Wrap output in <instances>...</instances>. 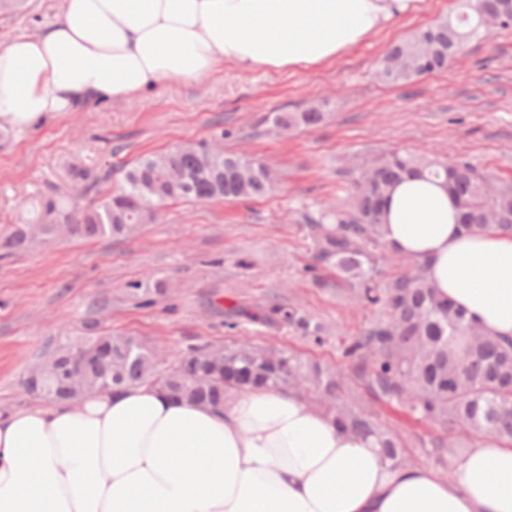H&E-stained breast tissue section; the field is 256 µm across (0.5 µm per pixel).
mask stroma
I'll return each instance as SVG.
<instances>
[{"label":"stroma","instance_id":"35a3bbf8","mask_svg":"<svg viewBox=\"0 0 512 512\" xmlns=\"http://www.w3.org/2000/svg\"><path fill=\"white\" fill-rule=\"evenodd\" d=\"M59 0H25L0 11V44L51 25ZM455 0H422L413 14L308 68L242 71L225 66L198 83L167 82L126 102L95 103L17 128L0 120V234L36 197H68L73 170L92 171L101 199L139 159L183 143L225 150L277 170L264 199L171 204L130 238L34 243L0 257V410L35 404L26 370L57 346L89 334H125L175 352L242 340L342 364L339 339L356 335L365 313L342 294L317 287L304 268L311 239L305 215L347 208L349 169L391 150L447 154L512 182V28L469 42L446 71L387 84L378 63L394 43L452 14ZM324 104L325 122L283 134L271 112ZM159 280L172 291L154 292ZM274 303L324 323L322 344L288 328L240 320Z\"/></svg>","mask_w":512,"mask_h":512}]
</instances>
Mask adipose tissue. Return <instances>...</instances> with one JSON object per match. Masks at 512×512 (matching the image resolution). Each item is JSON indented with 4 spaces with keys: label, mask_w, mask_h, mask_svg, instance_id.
I'll list each match as a JSON object with an SVG mask.
<instances>
[{
    "label": "adipose tissue",
    "mask_w": 512,
    "mask_h": 512,
    "mask_svg": "<svg viewBox=\"0 0 512 512\" xmlns=\"http://www.w3.org/2000/svg\"><path fill=\"white\" fill-rule=\"evenodd\" d=\"M418 0H61L56 21L0 46V115L28 127L219 67H308L415 12ZM428 264L440 299L512 339V235L469 234L442 181L403 178L380 228ZM0 512H512V448L478 440L450 476L390 468L374 437L296 390L223 410L157 389L0 412Z\"/></svg>",
    "instance_id": "1"
}]
</instances>
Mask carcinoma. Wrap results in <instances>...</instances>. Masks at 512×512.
I'll list each match as a JSON object with an SVG mask.
<instances>
[{"mask_svg": "<svg viewBox=\"0 0 512 512\" xmlns=\"http://www.w3.org/2000/svg\"><path fill=\"white\" fill-rule=\"evenodd\" d=\"M455 16L438 20L411 39L393 45L381 61L379 76L391 83L407 82L425 74L442 72L463 43L488 36L480 26L483 13H499L512 20V0H456ZM325 119L319 106L301 112H279L276 128L288 131L316 127ZM211 160L205 143L178 146L164 154L148 156L125 173L124 186L100 200L84 204L48 195L34 216L14 224L0 237L3 255H11L31 242L49 240L57 224L70 220L74 236H126L155 216L154 206L184 200L205 202L217 198L262 197L277 186V176L263 162L235 153H224V167L239 165L251 173L236 182L224 177L216 190L201 172ZM186 172L180 186L171 184L170 167ZM372 184L352 181L351 209L328 210L307 225L313 248L305 272L321 281L319 272H336L350 297L369 313L361 332L342 341L348 361L343 373L318 363L305 364L296 355L278 352L279 360L267 359L269 349L244 341L224 349V368L203 369L197 362L200 347L178 355L176 373L152 372L151 349L133 336L108 335L82 343L62 345L58 359L88 349L100 341L112 343L123 355L122 366L103 384L94 364L86 366L85 385L106 390L127 385H149L169 396L198 405L224 406L231 391L257 387L310 388L316 407L346 428L372 435L392 467L406 464V445L378 425L374 414L343 397L352 383L377 402L397 405L430 427L415 437L419 448L450 463L469 448V439L492 436L512 446V344L484 333L472 318L438 298L427 278L425 264L416 260L404 271L387 275V268L401 256L382 239L383 203L394 185L406 176L428 173L444 177L448 194L462 210V225L471 234L512 233V185L494 184V177L468 161L444 156L424 158L394 151L367 164ZM495 211L500 224H482L481 215ZM234 328L242 317L266 326L283 324L315 343H322V326L301 309L274 304L252 313L245 308L225 312ZM47 400L72 397L66 380L56 374L48 381Z\"/></svg>", "mask_w": 512, "mask_h": 512, "instance_id": "cac0c4a2", "label": "carcinoma"}]
</instances>
